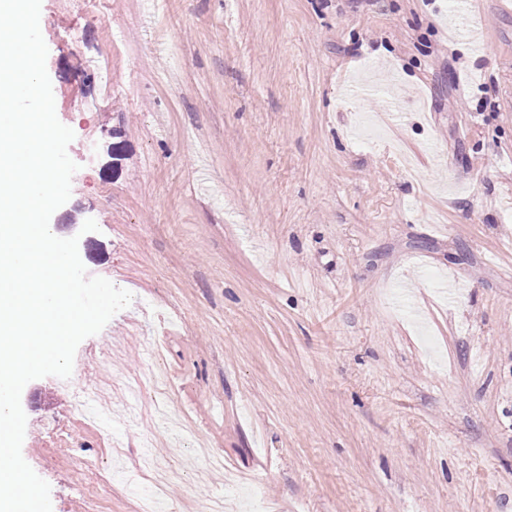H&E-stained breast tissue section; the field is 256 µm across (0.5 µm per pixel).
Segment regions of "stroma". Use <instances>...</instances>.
<instances>
[{"label": "stroma", "instance_id": "stroma-1", "mask_svg": "<svg viewBox=\"0 0 512 512\" xmlns=\"http://www.w3.org/2000/svg\"><path fill=\"white\" fill-rule=\"evenodd\" d=\"M40 30L79 166L50 222L133 295L22 391L52 512H139L147 455L168 512H512V0H42ZM156 368L205 484L131 411ZM179 426L177 428V431L179 434L187 433L191 437L194 438L196 449L198 452L199 457L204 462V468L199 471V477L201 478L205 468L210 466H216L220 465L222 463V457L221 454L215 451L213 448H210L207 442L202 439L200 436L189 432L185 426L182 424V422H178Z\"/></svg>", "mask_w": 512, "mask_h": 512}]
</instances>
